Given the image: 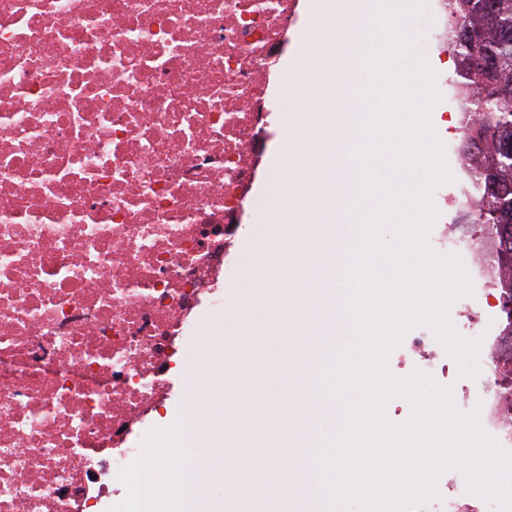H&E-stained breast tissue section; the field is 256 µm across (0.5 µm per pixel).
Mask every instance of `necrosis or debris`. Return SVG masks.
Segmentation results:
<instances>
[{
  "mask_svg": "<svg viewBox=\"0 0 512 512\" xmlns=\"http://www.w3.org/2000/svg\"><path fill=\"white\" fill-rule=\"evenodd\" d=\"M296 0H0V512H89L248 204Z\"/></svg>",
  "mask_w": 512,
  "mask_h": 512,
  "instance_id": "necrosis-or-debris-1",
  "label": "necrosis or debris"
}]
</instances>
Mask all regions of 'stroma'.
Here are the masks:
<instances>
[{
  "label": "stroma",
  "mask_w": 512,
  "mask_h": 512,
  "mask_svg": "<svg viewBox=\"0 0 512 512\" xmlns=\"http://www.w3.org/2000/svg\"><path fill=\"white\" fill-rule=\"evenodd\" d=\"M327 3L328 0H298L297 16L271 68L264 102L265 135L257 168L247 187L252 207L246 210L236 236L224 251V276L218 283V295L224 303L214 307L205 302L194 310L193 322L179 343L189 365L173 366L171 378L175 392L149 424L151 435L145 446L147 457L153 460L155 480L151 485L134 488L121 473H114L112 477L113 487L120 491V500H127L131 491H138L149 499L151 512H179L181 502L171 491L170 484L190 463L216 459L236 466L246 458L269 459L277 446V427L287 416L289 400L295 394L296 380L289 375L285 357L287 348L301 342V335L277 330L262 317L248 319L242 311L266 295L271 286L288 288L300 300L306 296L304 276L298 268L290 269L289 282L279 278L282 262L297 250L299 238L309 231L300 214L305 198L299 193L278 205L263 194L260 187L288 176L287 171L268 163L270 155L282 145V126L289 123L310 126L323 119L322 114L311 111L304 96L294 103L291 111H282V90L297 89L304 93L309 87L323 86L324 73L342 74L347 65L345 51L340 47L329 58L327 71L308 68L302 60L304 52L321 51L319 38L325 27L335 20ZM403 20L402 30L412 44L413 58L446 60V68L435 69V77L441 81L455 77L458 60L442 38L446 17L438 0H423L422 6L405 13ZM429 119L435 137L444 147L450 179L431 192L437 217L426 233V243L431 246L439 238H447L448 255L460 259L471 282L468 302L485 323L504 321L500 292L488 276L481 273L487 264L486 258L466 246L469 240L485 237L486 229L475 223L473 215L461 205L473 185L471 174L462 163L465 152L462 110L455 95L441 94ZM278 208L288 212L289 218L281 224L271 223L270 216ZM256 255L268 267V275L249 271L248 263ZM229 373L234 375L241 391L240 398L233 401L224 396V379ZM188 374L198 381L197 390L188 389L184 381ZM194 399L203 401L205 409L191 421L194 439L188 446L183 436L175 434L174 428L188 419L189 405ZM234 405L238 406L241 416L235 429L229 430L225 427L224 410Z\"/></svg>",
  "instance_id": "35a3bbf8"
}]
</instances>
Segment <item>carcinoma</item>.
Masks as SVG:
<instances>
[{"mask_svg":"<svg viewBox=\"0 0 512 512\" xmlns=\"http://www.w3.org/2000/svg\"><path fill=\"white\" fill-rule=\"evenodd\" d=\"M448 44L459 59L456 90L465 111L486 112L492 128L471 131L470 141L481 142L468 153L467 166L477 187L492 196V207L474 213L476 223L495 230L497 264H512V160L499 154L502 136L512 134V95L489 84L482 59L498 62V76L512 87V0H448Z\"/></svg>","mask_w":512,"mask_h":512,"instance_id":"obj_1","label":"carcinoma"}]
</instances>
